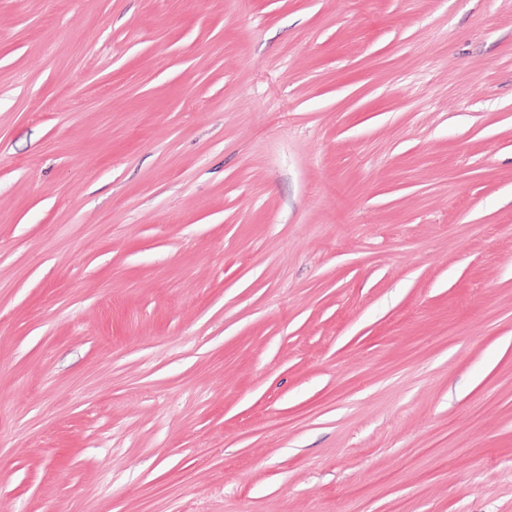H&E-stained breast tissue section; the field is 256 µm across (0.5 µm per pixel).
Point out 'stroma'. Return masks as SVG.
Listing matches in <instances>:
<instances>
[{"mask_svg": "<svg viewBox=\"0 0 512 512\" xmlns=\"http://www.w3.org/2000/svg\"><path fill=\"white\" fill-rule=\"evenodd\" d=\"M0 512H512V0H0Z\"/></svg>", "mask_w": 512, "mask_h": 512, "instance_id": "obj_1", "label": "stroma"}]
</instances>
